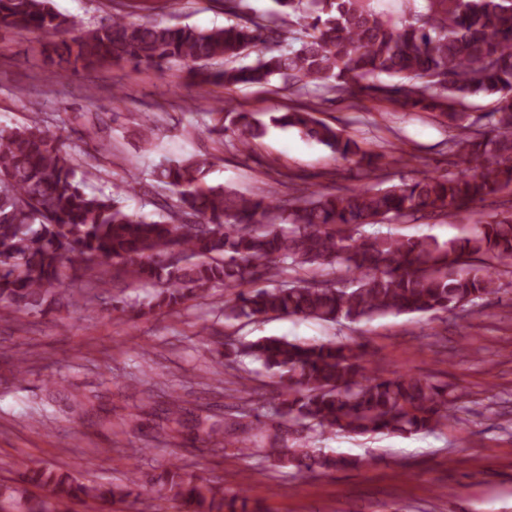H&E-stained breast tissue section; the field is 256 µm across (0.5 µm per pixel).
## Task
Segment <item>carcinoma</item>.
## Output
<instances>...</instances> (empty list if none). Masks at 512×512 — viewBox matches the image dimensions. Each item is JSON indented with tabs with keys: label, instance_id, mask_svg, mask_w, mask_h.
Masks as SVG:
<instances>
[{
	"label": "carcinoma",
	"instance_id": "obj_1",
	"mask_svg": "<svg viewBox=\"0 0 512 512\" xmlns=\"http://www.w3.org/2000/svg\"><path fill=\"white\" fill-rule=\"evenodd\" d=\"M420 2L394 18L365 0H275L277 14L293 18L285 31L244 14L242 0H224V12L239 21L200 31L132 22L119 12L111 22L85 29L56 11L52 0H0V29L76 32L52 43V81L105 64L161 69L175 63L202 83L226 87L264 85L278 76L304 91H368L444 118L458 166L449 175L425 173L386 187L313 191L283 201L206 185L210 158L191 156L155 174L174 200L155 202L160 218L150 220L127 210L116 193H86L63 136L35 115L21 129H0V307L27 313L54 303L75 305L70 285L78 283L85 292L82 307L92 315L94 290L105 272L156 287L150 313L173 311L213 285L233 288L224 318L252 322L273 316L332 324L425 316L499 293L501 274L512 273V210L447 241L364 231L392 220L454 217L512 192V0ZM256 48V63L233 65ZM477 96L495 98L494 111L476 116L454 108ZM209 114L242 154L265 133L251 113L221 106ZM271 121L371 172L386 159L402 166L416 159L392 143L378 152L364 150L308 107ZM184 217L196 218L199 227L183 230ZM261 279L275 285L249 288ZM222 345L225 367L258 362L283 384L270 404L246 400L237 406L238 417L252 415L260 425L251 439L224 441L240 456L257 455L299 474L326 473L359 461L315 446L318 435L412 434L456 419L460 395L454 387L407 372L377 373L366 352L348 343L267 336L227 337ZM166 414L183 425L184 400L175 391ZM262 416L272 428H263ZM139 486L150 487L177 512H264L243 487L226 491L224 483L200 479L175 463L158 475L111 483L35 460L23 464L14 482H0V512L22 498L27 512H72L76 502H125L139 495Z\"/></svg>",
	"mask_w": 512,
	"mask_h": 512
}]
</instances>
